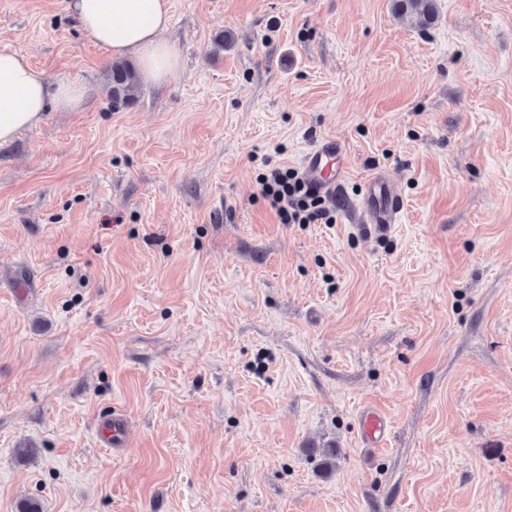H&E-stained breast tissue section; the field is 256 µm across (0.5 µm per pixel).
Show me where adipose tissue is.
<instances>
[{
  "label": "adipose tissue",
  "mask_w": 512,
  "mask_h": 512,
  "mask_svg": "<svg viewBox=\"0 0 512 512\" xmlns=\"http://www.w3.org/2000/svg\"><path fill=\"white\" fill-rule=\"evenodd\" d=\"M67 8L90 43L133 60L145 82H162L177 67V48L165 37L169 0H67ZM86 100L79 84L48 83L26 54L0 52V145L41 122L45 112H73Z\"/></svg>",
  "instance_id": "1"
}]
</instances>
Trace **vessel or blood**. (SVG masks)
Instances as JSON below:
<instances>
[{"label":"vessel or blood","instance_id":"b4317fda","mask_svg":"<svg viewBox=\"0 0 512 512\" xmlns=\"http://www.w3.org/2000/svg\"><path fill=\"white\" fill-rule=\"evenodd\" d=\"M301 169L306 183L319 195L335 197L348 175L347 149L333 137L317 140L304 153ZM402 207L393 183L380 174L365 181L356 203L362 222L382 235L391 230Z\"/></svg>","mask_w":512,"mask_h":512}]
</instances>
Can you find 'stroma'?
Here are the masks:
<instances>
[{"label":"stroma","instance_id":"obj_1","mask_svg":"<svg viewBox=\"0 0 512 512\" xmlns=\"http://www.w3.org/2000/svg\"><path fill=\"white\" fill-rule=\"evenodd\" d=\"M170 4L178 69L116 106L66 0H0L91 91L0 145V512H512V0ZM325 136L332 223H280L262 174ZM394 2L395 11L416 27H426L434 19V0H394ZM403 202L394 184L383 175L368 178L359 194L356 210L374 232L386 234L396 224Z\"/></svg>","mask_w":512,"mask_h":512}]
</instances>
